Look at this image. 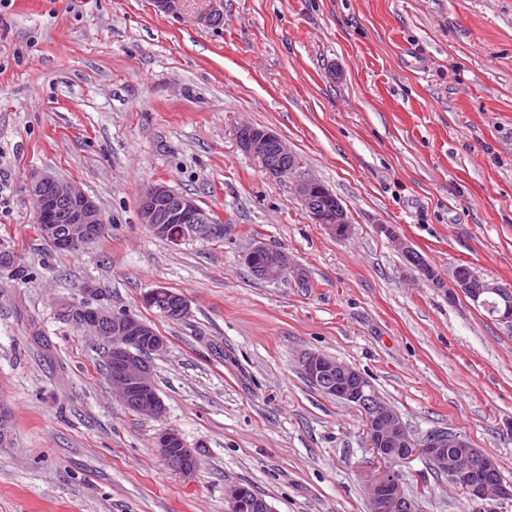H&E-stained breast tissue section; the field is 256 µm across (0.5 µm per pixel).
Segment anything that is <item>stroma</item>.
I'll use <instances>...</instances> for the list:
<instances>
[{"label": "stroma", "instance_id": "obj_1", "mask_svg": "<svg viewBox=\"0 0 512 512\" xmlns=\"http://www.w3.org/2000/svg\"><path fill=\"white\" fill-rule=\"evenodd\" d=\"M0 0V512H226L249 483L273 512H370L380 463L362 413L305 378L316 351L364 373L422 440L460 433L512 485V329L409 269L389 224L441 273L512 285V0ZM244 123L280 134L297 175L244 152ZM49 172L108 220L74 252L35 230L24 188ZM341 200L348 237L313 223L297 176ZM161 181L224 226L170 246L139 219ZM306 274L268 283L254 242ZM163 286L189 315L143 303ZM65 301L132 313L166 338L152 359L163 417L115 400L104 342ZM200 447L196 476L158 434ZM420 512H512L472 501L413 457ZM157 299L164 300L163 314L171 321L182 320L186 318L190 312V306L185 297L182 294L174 292L166 287L160 286L151 289L144 295L143 302L147 307H151ZM151 308H154L162 315L157 307ZM158 448L165 463L184 478H192L198 469V459H185L186 447L180 433L174 429L163 430L157 439Z\"/></svg>", "mask_w": 512, "mask_h": 512}]
</instances>
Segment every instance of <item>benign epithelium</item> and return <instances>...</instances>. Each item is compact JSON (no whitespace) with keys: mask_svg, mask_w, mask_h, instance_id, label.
I'll return each instance as SVG.
<instances>
[{"mask_svg":"<svg viewBox=\"0 0 512 512\" xmlns=\"http://www.w3.org/2000/svg\"><path fill=\"white\" fill-rule=\"evenodd\" d=\"M241 149L257 157L266 173L272 176L291 175L299 168L296 154L286 141L268 127L241 125L236 130ZM32 201L36 223L41 225L45 242L58 250L81 247L95 238L99 224L107 223L97 204L84 192L50 174L32 177L26 187ZM297 193L313 223L324 225L332 234L344 237L350 222L341 202L329 209L324 205L326 187L313 178L297 182ZM141 223L173 245L190 238H209L224 231L197 200L179 193L163 182L144 185L139 197ZM393 247L399 250L422 278L437 287H448V300L464 295L479 305L488 296L501 300L498 321L512 328V286L501 285L473 276L465 266H457L448 278L435 268L420 263L416 250L391 225L380 226ZM244 263L254 275L275 282L293 276L302 280L300 272L288 256L257 241L244 254ZM164 300L163 314L171 321L186 318L190 306L185 297L166 287L148 291L143 302L154 305ZM62 318L77 329L98 336L107 342V357L111 367L109 379L120 401L137 398L134 413L159 418L165 405L157 393L150 355L166 347V339L149 323L129 313H114L106 308L85 303L61 304ZM300 364L310 384L321 388L336 400L359 410L367 426V442L380 460L381 466L371 483L370 512H415V505L403 492L401 463L419 454L449 479L464 489L472 500L489 498L487 481L498 473L496 462L474 448L464 436L453 431H437L420 442L411 438L399 414L375 392L371 382L359 370L318 352L305 353ZM165 463L184 478L193 477L198 460L183 456L185 443L174 429L162 431L157 439ZM243 490L233 484L226 495V512H242Z\"/></svg>","mask_w":512,"mask_h":512,"instance_id":"7a95c632","label":"benign epithelium"}]
</instances>
